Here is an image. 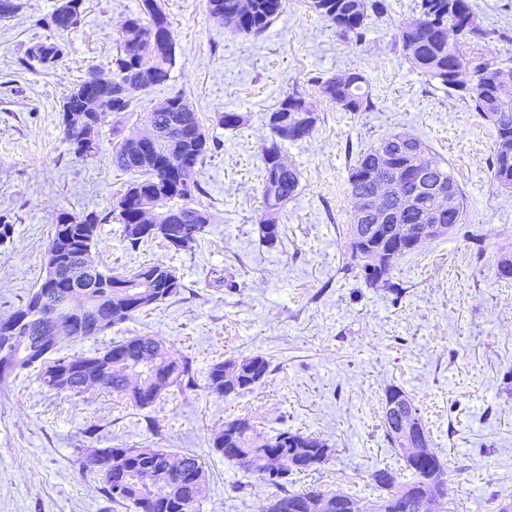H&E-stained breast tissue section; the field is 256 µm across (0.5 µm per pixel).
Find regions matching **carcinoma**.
Wrapping results in <instances>:
<instances>
[{"label":"carcinoma","mask_w":512,"mask_h":512,"mask_svg":"<svg viewBox=\"0 0 512 512\" xmlns=\"http://www.w3.org/2000/svg\"><path fill=\"white\" fill-rule=\"evenodd\" d=\"M83 0H58L53 12L36 20V25L61 34L78 27L82 20ZM240 0H208L210 18L232 25L236 31L258 35L279 14L282 0H248L249 8L239 10ZM311 8L336 25V32L356 42L363 39L367 21L372 15L386 10L384 0H311ZM432 10L443 12L444 26L455 28L459 41L454 50H448L447 36L432 24L420 20ZM171 30V23L158 0H141L139 11L130 15L122 27L119 52L112 59L110 84L102 86L93 78L95 71L76 84L66 95L60 119L63 140L77 157H88L98 151L99 130L105 119L116 111L127 115L133 112V100L117 96L121 85L132 75L144 78V88L150 89L170 78L176 63L171 47L151 41L153 30ZM498 35L482 27L472 10L470 0H419L417 15L409 18L395 36V45L422 73L443 86L448 93L468 100L475 111L489 118L496 129L492 147L491 175L497 185L512 191V73L501 69L502 62L491 48ZM484 43L478 52L471 44ZM66 45L47 40L29 48L28 55L47 65L60 61ZM469 74L472 88L457 85V71ZM345 82L336 78L318 79L319 95L344 112H369L374 102L364 90L365 78L358 72L344 75ZM317 107V101L293 92L284 97L278 107L266 114L271 131L276 122L286 119L302 131L301 138L312 136L316 123L302 116L303 103ZM175 116L197 127L205 147L199 148L170 134L155 141L143 158L134 159L138 148L121 139L113 142L111 161L125 172L137 174L113 208V219L123 226L124 238L133 248L147 240L135 227V209L123 208L130 198L144 206H157L162 202L171 208L194 204L193 196L201 192L196 176L211 152V139L202 130L196 112L180 95L157 101L148 112L140 113V120L162 124ZM392 155L391 164L405 166L413 171H429L435 179L454 182L451 174L435 160L429 149L418 139L405 132H394L377 145L358 155L349 170V192L353 196L370 192L375 178L385 176L376 168L375 154L381 146ZM260 160L263 170L262 199L264 211H269L272 186L277 192L294 195L299 185L297 170L281 164L284 160L283 144L272 138L262 145ZM194 223L179 224L182 244L176 251H189L207 234L211 215L203 208H195ZM108 217L96 214L74 215L61 212L53 224V232L44 254L46 275L38 285L40 292H31L25 304L7 319L0 320V385H6L18 376L38 369V379L49 389L60 392L68 387L72 394L84 390L81 382L64 379V370L70 359L59 357V344L46 345L42 337L51 335L52 326L33 328L25 341L20 336L4 333V328L25 316H35L41 308L63 306V323L70 329L72 339H90L113 326L132 319L143 309L177 296L184 288L181 277L168 286L173 277L172 268L162 263L142 265L128 273L125 286L113 287L112 272L95 266L77 281L71 271L85 264L84 253L96 245L97 226ZM280 235L278 217L270 223H259L260 242L268 247L276 245ZM347 266L357 271V277L369 287L377 285L398 292L393 281L394 264L382 261L377 265L362 262L349 253ZM512 253L502 251L495 264V276L509 280L512 273ZM96 372V385L118 401L137 408H147L163 394L175 387L190 389L196 385L192 365L187 358L170 355L165 343L155 336H133L112 342L109 346L80 357ZM270 372V363L261 355L239 360H216L208 368L204 388L218 397H236L263 383ZM215 453L237 466L238 458H249L244 472L256 476L278 489L266 512H288V506L305 500L336 497L318 488L298 492L288 490V476L301 468L288 465V460L306 457L315 470L333 453L325 441L298 432L284 430L260 439L253 434L251 420L238 417L224 422L222 430L212 442ZM112 467L103 471L92 464V455L81 462L88 474L102 480V491L107 502L121 506L126 512H157L154 499L168 498L165 512H184L185 499L199 502L209 483V475L200 460L191 454H176L166 448L115 447L108 449ZM407 481L433 497L441 504L448 482V468L436 451L412 467ZM397 480V473L384 468L372 474L377 499L386 501Z\"/></svg>","instance_id":"carcinoma-1"}]
</instances>
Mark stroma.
I'll list each match as a JSON object with an SVG mask.
<instances>
[{"instance_id": "35a3bbf8", "label": "stroma", "mask_w": 512, "mask_h": 512, "mask_svg": "<svg viewBox=\"0 0 512 512\" xmlns=\"http://www.w3.org/2000/svg\"><path fill=\"white\" fill-rule=\"evenodd\" d=\"M0 20V216L13 224L0 245V320L40 282L59 212L106 215L131 181L111 161L113 131L142 132L138 113L183 96L217 139L199 181L197 206L213 217L191 251L159 241L130 248L121 225H101L95 258L102 269L150 263L173 267L185 288L96 338H62L74 358L132 336L162 338L191 360L197 385L174 390L145 409L88 388L78 395L46 388L36 373L0 388V512H123L107 507L99 478L76 461L93 448L149 444L197 455L210 476L196 512H264L277 489L212 453L227 420L250 418L258 435L310 434L334 446L314 471L293 473L288 488L317 487L373 499L371 475L403 463L383 427L385 393L397 386L415 401L432 446L448 466L439 512H494L512 500V280L495 275L512 249V192L491 177L493 125L448 94L394 46L417 0H386L361 42L338 36L310 0H284L260 35L234 32L208 16L207 0H161L174 31L176 64L164 84L134 95V115L104 125L92 159L70 153L58 111L89 69L109 75L124 20L141 0H83L81 24L65 33L68 53L44 66L27 54L49 37L36 26L56 0H22ZM478 21L496 30L499 59L512 67V0H471ZM361 73L375 108L350 113L323 101L310 138L287 143L299 173L296 195L279 214L281 238L259 241L263 213L260 150L264 117L289 93L318 96L317 78ZM224 111L244 123L216 125ZM395 131L420 139L459 184L463 224L399 257L393 297L348 270L353 203L349 168ZM485 239L476 257L464 233ZM264 356V382L234 398L202 386L210 363Z\"/></svg>"}]
</instances>
